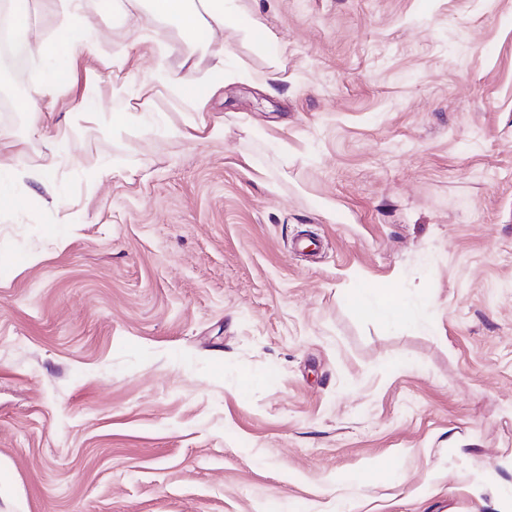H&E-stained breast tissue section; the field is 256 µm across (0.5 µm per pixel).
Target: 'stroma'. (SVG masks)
<instances>
[{
    "label": "stroma",
    "mask_w": 512,
    "mask_h": 512,
    "mask_svg": "<svg viewBox=\"0 0 512 512\" xmlns=\"http://www.w3.org/2000/svg\"><path fill=\"white\" fill-rule=\"evenodd\" d=\"M244 2L285 51L217 33L201 109L85 0L40 132L0 111L54 162L0 212V512H512V0ZM356 298V311L367 319L402 324L410 315L408 299L398 288L363 285Z\"/></svg>",
    "instance_id": "35a3bbf8"
}]
</instances>
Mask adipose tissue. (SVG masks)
Masks as SVG:
<instances>
[{
	"instance_id": "adipose-tissue-1",
	"label": "adipose tissue",
	"mask_w": 512,
	"mask_h": 512,
	"mask_svg": "<svg viewBox=\"0 0 512 512\" xmlns=\"http://www.w3.org/2000/svg\"><path fill=\"white\" fill-rule=\"evenodd\" d=\"M11 33L17 48L27 59L45 58L55 64L56 76H64L67 63L78 50L88 48L92 38L77 30L67 36L37 38L35 29L40 14L54 8L65 19H74L78 0H9ZM127 7L137 14L141 25L162 23L172 27L179 39L184 74L172 78L165 70H156L152 83L167 86L179 100L202 105L209 83L223 80L226 53L212 49L216 33L234 29L242 32L255 51L276 56L279 49L266 27L242 4L241 0H127ZM51 164L33 170L0 162V209H18L28 200L13 190L15 182L27 179L44 185L49 183ZM356 310L363 317L401 324L410 315L407 297L397 288L365 285L356 291Z\"/></svg>"
}]
</instances>
